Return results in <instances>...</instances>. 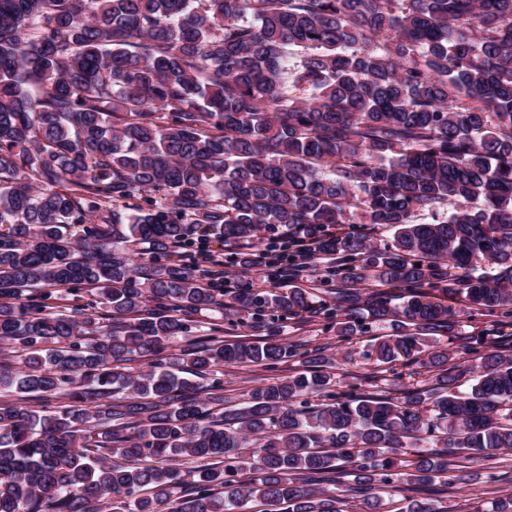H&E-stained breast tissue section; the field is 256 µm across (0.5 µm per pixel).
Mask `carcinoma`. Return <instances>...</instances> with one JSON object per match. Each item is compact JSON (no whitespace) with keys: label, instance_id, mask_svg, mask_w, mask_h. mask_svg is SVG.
Instances as JSON below:
<instances>
[{"label":"carcinoma","instance_id":"1","mask_svg":"<svg viewBox=\"0 0 512 512\" xmlns=\"http://www.w3.org/2000/svg\"><path fill=\"white\" fill-rule=\"evenodd\" d=\"M193 224L315 239L339 285L226 299L171 267ZM270 308L380 324V370L434 387L338 390ZM201 311L265 334L196 340ZM478 317L512 318V0H0V512H436L512 451V354L458 332ZM295 358L214 412L220 367Z\"/></svg>","mask_w":512,"mask_h":512}]
</instances>
